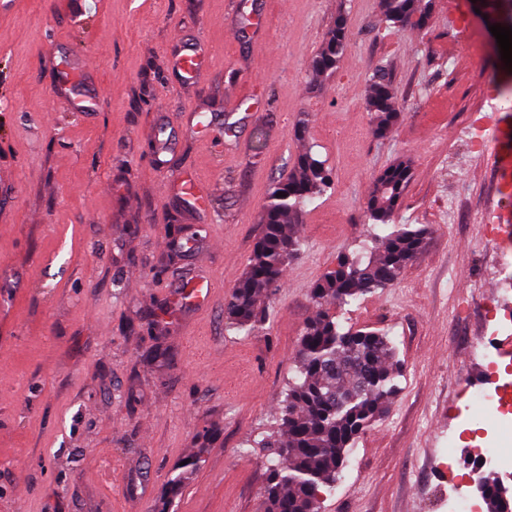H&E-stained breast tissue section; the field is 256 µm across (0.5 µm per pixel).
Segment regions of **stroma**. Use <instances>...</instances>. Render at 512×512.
I'll return each instance as SVG.
<instances>
[{
	"instance_id": "stroma-1",
	"label": "stroma",
	"mask_w": 512,
	"mask_h": 512,
	"mask_svg": "<svg viewBox=\"0 0 512 512\" xmlns=\"http://www.w3.org/2000/svg\"><path fill=\"white\" fill-rule=\"evenodd\" d=\"M239 0H10L0 10V512H158L172 468L214 432L172 512H264L266 468L247 452L295 368L316 308L310 288L371 233L374 178L406 158L398 223L425 226L400 280L341 312L388 334L402 366L388 414L361 434L322 512H448L432 460L495 427L462 395L483 380L476 343L512 301V249L487 241L488 209L512 159V111L488 152L467 124L487 108L497 51L469 0H433L428 26L379 24V0H267L268 23L238 28ZM350 48L312 88L306 71L336 14ZM204 42L202 83L170 81L174 36ZM94 63L93 111L55 95L61 58ZM391 65L403 116L372 133L366 76ZM307 116L303 139L293 135ZM166 168L153 164L161 129ZM326 159L333 186L309 205L265 329L228 334L224 305L262 232L270 186L298 154ZM211 187L204 209L174 187ZM214 282L182 300L187 269ZM165 366L147 362L154 346ZM116 472L108 481V472Z\"/></svg>"
}]
</instances>
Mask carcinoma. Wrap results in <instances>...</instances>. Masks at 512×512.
Returning a JSON list of instances; mask_svg holds the SVG:
<instances>
[{
	"label": "carcinoma",
	"mask_w": 512,
	"mask_h": 512,
	"mask_svg": "<svg viewBox=\"0 0 512 512\" xmlns=\"http://www.w3.org/2000/svg\"><path fill=\"white\" fill-rule=\"evenodd\" d=\"M474 8L512 26V0H476ZM431 11L432 0H380V23L400 28L412 20L422 29ZM348 47L347 20L339 14L309 63L311 82L336 73ZM366 82L373 133L385 138L402 117L389 64L379 62ZM410 175V162L400 159L374 179L365 202L371 244L338 256L310 290L317 311L301 334L296 370L274 422L249 441L266 452L265 512H321L322 489L339 478L360 434L388 411L399 376L391 340L378 331L342 327L335 310L392 286L420 249L425 229L395 222ZM331 187L326 161L310 152L298 155L288 176L273 184L260 218L262 233L225 306L227 330L250 336L264 327L263 301L275 297L288 262L301 254L305 209ZM206 451L200 448L189 463L173 468L160 512H170ZM480 480L487 512H512V493L491 476Z\"/></svg>",
	"instance_id": "obj_1"
}]
</instances>
